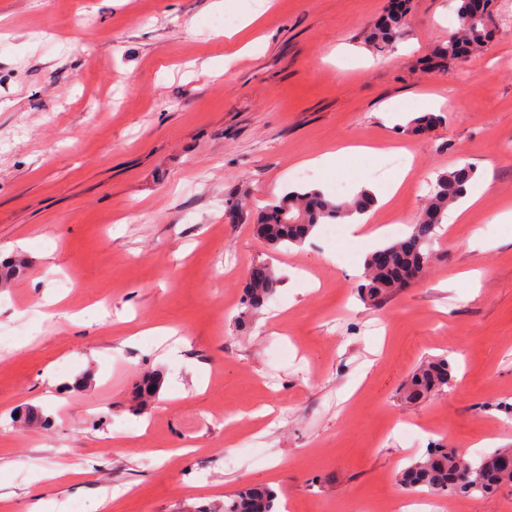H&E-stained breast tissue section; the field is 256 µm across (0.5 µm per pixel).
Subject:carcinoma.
I'll use <instances>...</instances> for the list:
<instances>
[{"label":"carcinoma","instance_id":"carcinoma-1","mask_svg":"<svg viewBox=\"0 0 512 512\" xmlns=\"http://www.w3.org/2000/svg\"><path fill=\"white\" fill-rule=\"evenodd\" d=\"M458 32L438 48L439 57L448 63L463 60L485 47L492 33L496 16V0H485V18L477 19L469 0H458L456 8ZM404 23L398 18L379 21L363 33L364 42L377 50L393 46L404 35ZM474 177V170L457 166L439 176L433 186L418 222L411 233L393 241L384 249L393 252L394 262L378 267L368 256L361 291L364 298L378 302L402 288V272L425 265L429 248L438 236V229L448 217V208L457 203ZM373 196L363 191L350 201L329 199L318 190L287 191L269 204L285 214V221H270L261 215L257 228L270 246L300 245L320 224H338L355 213L370 208ZM267 277L249 281L246 301L250 309L260 308L278 287L271 265ZM451 380L448 359L431 360L417 366L406 389V400L419 402L439 394ZM162 386V377L149 374L138 385L137 399L145 402L155 397ZM402 483L411 491L436 494L487 495L501 486L512 485V448H500L476 461L465 458L456 449L441 444L414 461L403 473ZM223 512H278L277 495L267 487H253L224 502Z\"/></svg>","mask_w":512,"mask_h":512}]
</instances>
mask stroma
I'll return each mask as SVG.
<instances>
[{"mask_svg": "<svg viewBox=\"0 0 512 512\" xmlns=\"http://www.w3.org/2000/svg\"><path fill=\"white\" fill-rule=\"evenodd\" d=\"M0 0V504L32 512H219L257 484L297 512L401 495L436 441L474 460L512 446V0L484 50L448 64L449 0H409L405 35L363 41L387 0ZM441 114L408 131L414 117ZM408 176L373 214L404 237L437 177L470 164L479 202L443 223L419 279L385 302L358 286L371 246L316 231L271 248L260 211ZM280 283L247 313L252 266ZM71 274L75 287L60 289ZM64 308L45 320L44 294ZM452 379L404 401L421 362ZM158 372L147 409L134 386ZM37 409L44 423L18 421ZM238 458L226 470L227 455ZM62 470V477L47 475ZM439 512H512V486Z\"/></svg>", "mask_w": 512, "mask_h": 512, "instance_id": "1", "label": "stroma"}]
</instances>
